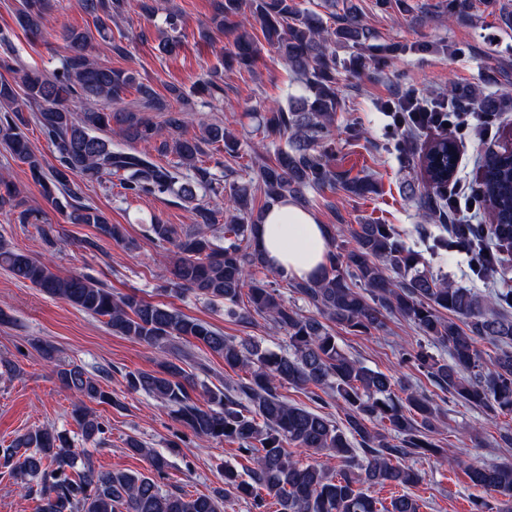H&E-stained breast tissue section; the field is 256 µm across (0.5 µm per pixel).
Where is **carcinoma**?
<instances>
[{"label": "carcinoma", "instance_id": "cac0c4a2", "mask_svg": "<svg viewBox=\"0 0 512 512\" xmlns=\"http://www.w3.org/2000/svg\"><path fill=\"white\" fill-rule=\"evenodd\" d=\"M212 22L222 28L240 13L243 0H212ZM92 17L107 48L125 52L122 41L112 36V18L121 14L124 0H79ZM501 25L512 30V0H488ZM325 12L303 11L297 0H249L252 16L260 24L267 45L279 54L300 85L288 96L287 105L272 103L261 114L264 138L271 143L284 139L287 148H276L275 160L257 166V180L220 179L202 163L205 148H222L228 155L239 150V141L218 123L187 135V113L195 103L171 85L170 98L161 99L153 88L136 81L133 73L100 63L86 31L63 33L67 54L51 73L25 69L20 81L0 77V146L26 166L43 197L53 203L55 193L73 201L68 219L89 224L98 234L130 247L120 224H113L98 208L81 202L74 183L78 176H118L126 193L134 196L173 194L191 205L194 224L180 231L160 221L150 225L154 238L169 243L176 259L169 273L176 294L192 290L224 303V312L250 325L253 316L270 320L272 329L288 337V352L264 351L249 339L225 336L209 323L188 317L172 306L136 295L119 294L88 275L64 276L48 263L18 251L0 239V267L13 278L28 283L51 297L107 318L116 334L149 347H161L174 338L193 339L224 358V365L243 371L248 378L236 385L212 389L198 383L177 362L164 360L157 371L127 375V385L158 400L161 406L199 437L238 445L237 451L251 466L246 474L224 466V493L190 495L165 492L156 480L140 472L97 469L67 434L51 427L29 430L0 448V469L14 478L25 495L35 499V512H222L224 500L234 497L263 507L260 491L275 498L281 512H421L424 504L408 489L421 481L413 462L437 455L450 467L465 471L473 487L494 492L504 500L493 506L483 498L473 501L475 512H512V463L472 464L460 456H446L433 442L439 429V406L434 398L410 385L395 395L394 377L375 371L350 357L337 342L333 326L356 334L371 335L386 326L390 315L411 322L433 347L448 358L419 348L407 351L409 359L441 392L482 409L489 419L512 413V289L485 295L455 287L427 269L423 256L408 248L392 224H359L349 229L354 246L336 245L341 229L328 225L333 242L320 276L291 280L280 285L269 279L276 274L263 257L257 242L258 224L251 220L255 189L267 204L291 198L305 201L312 187L341 185L350 197L378 193L367 176L350 177L331 165L335 154L336 89L335 46L356 50L353 66L381 73L399 55L410 51H448L446 45L377 44L376 35L362 19L353 0H320ZM49 0H18L16 25L36 36L43 31ZM440 12L450 20H471L473 0H443ZM257 47L244 31L237 35L234 51L224 65L250 69ZM139 94V112L112 111L97 107L100 101L118 104L129 89ZM197 93L209 101L224 93L223 80L212 75ZM80 98L85 108L77 113L70 102ZM435 108L449 103L458 109L496 116L505 105L478 88L461 91L450 86L432 91ZM164 113V127L140 116ZM35 124L50 141L58 164L47 165L30 146L23 131ZM117 126L116 134L127 141L150 145L167 129L169 136L156 151L172 153L175 162H162L148 151L112 149L99 133ZM458 152L455 139L432 142L422 156L429 192L408 185L426 221L443 218L452 206ZM0 206L20 209L18 220L29 223L33 212L25 207L21 191L0 176ZM224 201L220 211L197 202V191ZM481 203L489 211L487 248L490 264L482 270L495 272L506 255H512V156L494 153L483 163L477 185ZM224 215V244L207 230ZM286 288L311 306L305 315L280 291ZM448 315H443V312ZM487 341L498 352L486 361L478 344ZM57 376L78 397L119 405L100 381L80 366L63 364ZM320 390L315 399L332 395L345 406V423L291 404L279 393L284 385ZM74 420L81 436L97 440L104 424L93 413L77 407ZM294 446L338 461L331 471L321 463L304 464L288 451ZM129 453L146 458L151 471L160 475L170 467L164 453L147 448L139 440L127 442ZM394 485L402 493L384 504L371 494L375 486Z\"/></svg>", "mask_w": 512, "mask_h": 512}]
</instances>
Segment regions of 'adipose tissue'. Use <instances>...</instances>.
Instances as JSON below:
<instances>
[{
    "mask_svg": "<svg viewBox=\"0 0 512 512\" xmlns=\"http://www.w3.org/2000/svg\"><path fill=\"white\" fill-rule=\"evenodd\" d=\"M258 243L273 270L296 280L319 275L330 249L324 225L290 199L265 211L258 227Z\"/></svg>",
    "mask_w": 512,
    "mask_h": 512,
    "instance_id": "1",
    "label": "adipose tissue"
}]
</instances>
